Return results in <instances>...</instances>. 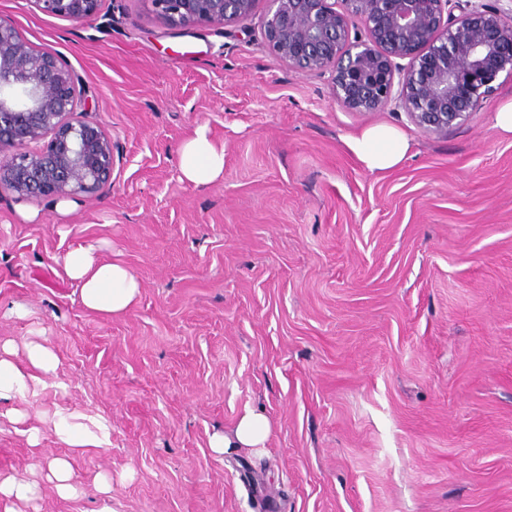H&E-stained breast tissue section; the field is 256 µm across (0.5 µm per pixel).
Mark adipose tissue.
Instances as JSON below:
<instances>
[{
    "instance_id": "obj_1",
    "label": "adipose tissue",
    "mask_w": 512,
    "mask_h": 512,
    "mask_svg": "<svg viewBox=\"0 0 512 512\" xmlns=\"http://www.w3.org/2000/svg\"><path fill=\"white\" fill-rule=\"evenodd\" d=\"M348 147L367 169L385 171L404 160L410 142L396 128L378 125L351 138ZM178 169L181 180L195 185L212 184L223 178L224 149L211 140L207 126H197L193 135L182 143ZM63 269L78 288L82 306L91 313L118 317L140 299L139 279L121 259L105 258L102 246L73 244L63 259ZM12 355L11 344L0 345V402H11L12 407L4 416L16 423L22 419L19 403L53 385L59 360L50 347L40 342L27 344L25 362H15ZM55 428L70 447L72 456L102 450L110 444L111 433L106 423L99 421L91 428L77 424L72 413L62 409L55 413ZM271 431L270 419L264 411L250 409L231 431L214 435L209 446L220 455L242 449L259 454L265 450ZM45 482L53 485L60 497L74 496L77 488L70 458L49 461L32 478L0 474V512H21L32 505Z\"/></svg>"
}]
</instances>
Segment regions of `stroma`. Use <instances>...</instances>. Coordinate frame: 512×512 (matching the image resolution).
<instances>
[{
	"label": "stroma",
	"instance_id": "stroma-1",
	"mask_svg": "<svg viewBox=\"0 0 512 512\" xmlns=\"http://www.w3.org/2000/svg\"><path fill=\"white\" fill-rule=\"evenodd\" d=\"M265 9L175 28L148 0L78 23L0 0L79 78L113 150L110 189L70 208L0 190V342L48 345L67 385L30 416L112 427L75 459L77 496L44 487L41 512H512V134L493 122L512 77L428 135L279 62ZM200 125L224 148L203 186L178 172ZM375 125L411 143L393 169L346 145ZM76 242L119 255L137 305L83 308L63 271ZM251 408L272 422L266 454L215 455ZM41 430L33 449L0 421L1 474L71 455Z\"/></svg>",
	"mask_w": 512,
	"mask_h": 512
}]
</instances>
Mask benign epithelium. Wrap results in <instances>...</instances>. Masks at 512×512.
<instances>
[{"instance_id": "1", "label": "benign epithelium", "mask_w": 512, "mask_h": 512, "mask_svg": "<svg viewBox=\"0 0 512 512\" xmlns=\"http://www.w3.org/2000/svg\"><path fill=\"white\" fill-rule=\"evenodd\" d=\"M168 26H226L258 0H148ZM264 34L284 64L330 72L355 112L391 103L429 135L465 122L512 76V13L472 0H265ZM463 3L451 17V4ZM46 16L96 19L103 0H32ZM405 60L402 66L399 61ZM112 183V139L87 118L78 78L0 18V189L21 201L68 200Z\"/></svg>"}]
</instances>
